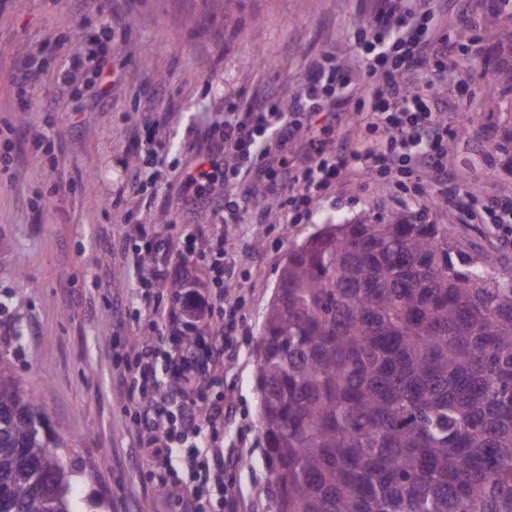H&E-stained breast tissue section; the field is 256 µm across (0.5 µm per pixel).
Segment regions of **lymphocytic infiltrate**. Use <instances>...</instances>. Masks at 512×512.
<instances>
[{
    "label": "lymphocytic infiltrate",
    "mask_w": 512,
    "mask_h": 512,
    "mask_svg": "<svg viewBox=\"0 0 512 512\" xmlns=\"http://www.w3.org/2000/svg\"><path fill=\"white\" fill-rule=\"evenodd\" d=\"M431 14L428 0H378L359 35L362 73L344 70L327 57L310 62L296 111H316L320 96L335 94L364 75L376 81L370 106L385 138L380 144L355 149L334 145L332 128L314 131L306 144L307 165L293 178L295 209L309 210L319 193L352 165L378 173L394 166L412 176L427 167L447 177L442 159L448 126L428 96L405 80L408 71L421 68L427 60H435L440 71L454 60L456 44L433 35ZM298 127L279 110L271 93L245 111L228 113L223 124L213 127L195 166L179 173L182 202L210 203L219 223H239L241 207L225 203L227 188L232 181L286 164L282 140H270L268 134ZM217 153L222 154L223 164L215 163ZM137 230L144 247L132 254L130 265L139 273L135 299L151 317L152 337L120 378L126 401L136 410L134 424L153 486L173 496L180 512H203L204 502L211 499L218 512H240L239 498L224 480V467L237 465L242 450H233L226 458L196 443L203 433L218 435L235 413L231 402L212 400L208 389L223 374L225 361L237 352V309L224 304V283L233 278L237 258L225 250L223 233L204 237L200 255L207 261L214 291L204 300L182 292L181 314H168L160 305L159 290L167 281L174 237L157 224H141ZM163 335L169 336V345H160ZM162 361L172 369V382L165 387L157 380Z\"/></svg>",
    "instance_id": "lymphocytic-infiltrate-1"
}]
</instances>
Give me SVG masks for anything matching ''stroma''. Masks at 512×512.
I'll return each instance as SVG.
<instances>
[{
	"mask_svg": "<svg viewBox=\"0 0 512 512\" xmlns=\"http://www.w3.org/2000/svg\"><path fill=\"white\" fill-rule=\"evenodd\" d=\"M374 0H103L102 12L81 15L76 0H5L0 6V318L15 334L0 341V356L32 392L39 411L68 445L75 472V512H176L151 486L139 453L134 411L124 403L112 365V339L137 346L149 329L125 316L137 278L126 252L141 239L127 211L140 220L161 214L176 233L214 232L208 208L189 209L177 198L180 168L196 163L206 137L225 113L275 93L290 111L312 58L330 54L357 65V32L373 15ZM496 0H436V35L460 30L478 39L482 57L459 53L438 74L436 101L448 123L452 149L444 158L449 188L476 186L488 204L512 200V156L497 145L512 134V90L489 92L485 74L512 67V46L490 39L486 17ZM109 35L127 66L105 98L95 75L76 89L58 81L66 58L99 49L91 35ZM46 74L44 84L19 95L17 77L27 58ZM375 84L348 89L335 109L302 115L332 128L348 146L376 135V115L357 110ZM471 124H464V117ZM45 133L44 149L31 137ZM288 164L259 176L241 213L224 229V246L239 258L231 295L247 301L240 353L224 366L211 397L230 395L237 411L224 425V448H246L240 469L245 512H277L266 444L260 432L256 386L260 330L291 247L326 221L370 215L429 214L439 187L429 172L405 180L398 169L375 175L352 166L322 192L307 215L288 205V187L307 160L306 145L289 136ZM10 173H2V166ZM279 200L276 221L266 203ZM458 242L494 253L512 269V244L455 198L442 203Z\"/></svg>",
	"mask_w": 512,
	"mask_h": 512,
	"instance_id": "stroma-1",
	"label": "stroma"
}]
</instances>
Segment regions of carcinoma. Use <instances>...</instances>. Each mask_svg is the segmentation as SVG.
<instances>
[{
  "label": "carcinoma",
  "instance_id": "cac0c4a2",
  "mask_svg": "<svg viewBox=\"0 0 512 512\" xmlns=\"http://www.w3.org/2000/svg\"><path fill=\"white\" fill-rule=\"evenodd\" d=\"M486 27L512 45V26ZM444 210L288 252L259 347L278 512H512V270ZM57 436L0 357V512H73Z\"/></svg>",
  "mask_w": 512,
  "mask_h": 512
}]
</instances>
